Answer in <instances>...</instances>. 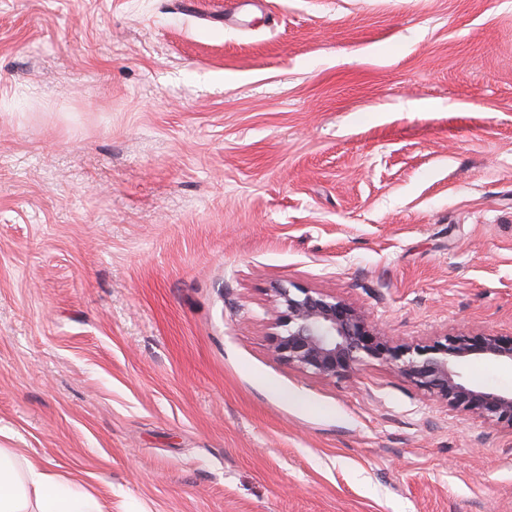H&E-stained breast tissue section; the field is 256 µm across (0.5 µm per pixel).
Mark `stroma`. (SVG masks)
Wrapping results in <instances>:
<instances>
[{
    "label": "stroma",
    "mask_w": 512,
    "mask_h": 512,
    "mask_svg": "<svg viewBox=\"0 0 512 512\" xmlns=\"http://www.w3.org/2000/svg\"><path fill=\"white\" fill-rule=\"evenodd\" d=\"M232 1L0 0V448L104 512H512V429L270 355L280 285L512 336V0Z\"/></svg>",
    "instance_id": "obj_1"
}]
</instances>
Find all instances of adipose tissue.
Masks as SVG:
<instances>
[{
	"mask_svg": "<svg viewBox=\"0 0 512 512\" xmlns=\"http://www.w3.org/2000/svg\"><path fill=\"white\" fill-rule=\"evenodd\" d=\"M0 512H103L97 496L46 464L0 448Z\"/></svg>",
	"mask_w": 512,
	"mask_h": 512,
	"instance_id": "obj_1",
	"label": "adipose tissue"
}]
</instances>
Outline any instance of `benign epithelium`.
Here are the masks:
<instances>
[{
  "label": "benign epithelium",
  "mask_w": 512,
  "mask_h": 512,
  "mask_svg": "<svg viewBox=\"0 0 512 512\" xmlns=\"http://www.w3.org/2000/svg\"><path fill=\"white\" fill-rule=\"evenodd\" d=\"M274 297L276 359L328 379L346 376L363 363L386 364L449 407L512 428V392L487 391L459 372L473 357L512 364V336L451 335L425 345L393 344L364 312L331 295L280 285Z\"/></svg>",
  "instance_id": "1"
}]
</instances>
